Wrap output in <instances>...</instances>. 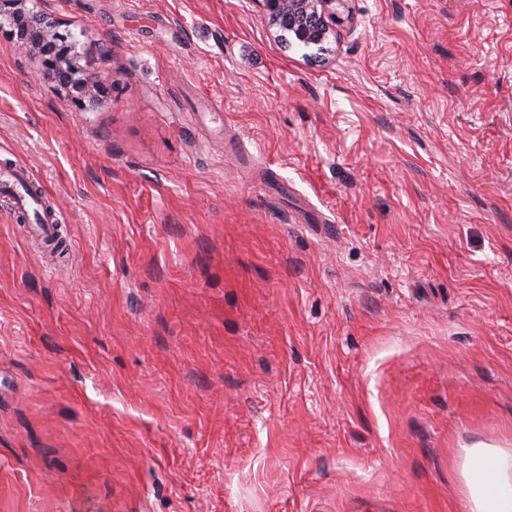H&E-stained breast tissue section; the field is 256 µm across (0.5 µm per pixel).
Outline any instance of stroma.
Wrapping results in <instances>:
<instances>
[{"instance_id":"stroma-1","label":"stroma","mask_w":512,"mask_h":512,"mask_svg":"<svg viewBox=\"0 0 512 512\" xmlns=\"http://www.w3.org/2000/svg\"><path fill=\"white\" fill-rule=\"evenodd\" d=\"M0 32V512H467L512 449V0H34ZM107 44L108 55L93 53ZM272 24L288 25L292 40L305 48L318 47L330 32L328 19L344 0H260ZM38 40L37 46L40 49L43 65H51L60 73L59 75L66 78L67 76L71 79L74 68L71 64L70 53L75 51L77 45L71 42L67 43L62 40L58 34H52L51 31L45 28L35 29ZM57 41L62 43L60 46ZM464 497L469 512H512V450L467 448Z\"/></svg>"}]
</instances>
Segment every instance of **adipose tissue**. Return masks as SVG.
<instances>
[{
	"instance_id": "obj_1",
	"label": "adipose tissue",
	"mask_w": 512,
	"mask_h": 512,
	"mask_svg": "<svg viewBox=\"0 0 512 512\" xmlns=\"http://www.w3.org/2000/svg\"><path fill=\"white\" fill-rule=\"evenodd\" d=\"M463 477L468 512H512V450L467 449Z\"/></svg>"
}]
</instances>
